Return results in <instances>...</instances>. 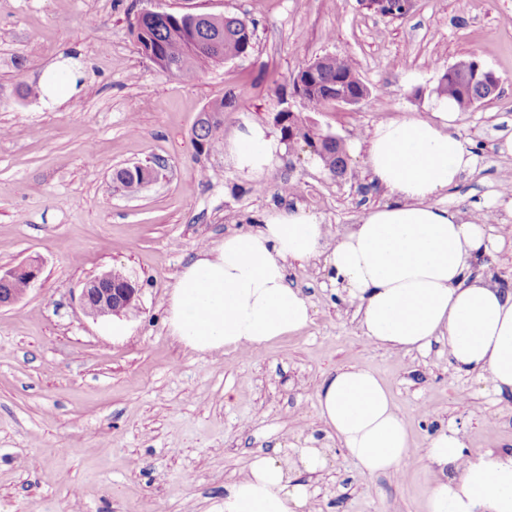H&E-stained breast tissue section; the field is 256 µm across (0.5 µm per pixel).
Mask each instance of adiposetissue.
I'll return each mask as SVG.
<instances>
[{
    "label": "adipose tissue",
    "instance_id": "adipose-tissue-1",
    "mask_svg": "<svg viewBox=\"0 0 512 512\" xmlns=\"http://www.w3.org/2000/svg\"><path fill=\"white\" fill-rule=\"evenodd\" d=\"M431 110V118L392 120L368 132L369 172L389 199L336 242H329L319 217L298 208L200 248L168 295L170 336L199 354L249 353L300 331L312 311L289 286L287 265L319 258L370 344L400 353L447 341L457 373L512 395V289L468 279L471 260L495 243L484 223L441 200L478 158L452 131L461 115L457 103L436 97ZM225 151L252 179L271 168L278 144L252 125L229 139ZM317 403L325 433L362 474H400L414 458L390 390L369 369L347 365L328 373ZM425 459L432 480L422 512H512V450L468 449L447 424L430 435ZM325 467L311 435L293 457L255 456L225 484L222 512H315L299 476Z\"/></svg>",
    "mask_w": 512,
    "mask_h": 512
}]
</instances>
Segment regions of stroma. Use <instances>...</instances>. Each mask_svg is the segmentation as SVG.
Instances as JSON below:
<instances>
[{"label":"stroma","instance_id":"stroma-1","mask_svg":"<svg viewBox=\"0 0 512 512\" xmlns=\"http://www.w3.org/2000/svg\"><path fill=\"white\" fill-rule=\"evenodd\" d=\"M237 15L254 23L243 57L184 78L142 55L137 13ZM348 57L369 96L307 111L290 94L297 71L325 55ZM472 58L497 92L453 128L479 157L444 202L512 238V214L494 200L512 181V0H412L399 18L358 0H0V269L32 257L41 273L0 309V512H220L224 485L255 456L300 447L321 432L316 392L349 364L390 389L414 443L401 475L361 473L337 440L311 480L317 512H421L424 453L439 425L469 448L512 449V398L457 374L448 344L395 354L370 345L322 263L291 265L287 280L312 320L252 353L197 354L165 325L168 292L207 243L303 208L339 236L386 202L366 164L367 131L429 117L444 70ZM226 98L224 138L258 124L278 138L273 166L242 177L222 150L198 151L194 125ZM284 109L350 155L333 177L311 148L280 140ZM159 163L136 194L115 171ZM297 184L293 195L279 186ZM119 270L139 290L130 333L100 336L80 306L89 278ZM473 280L512 288V247L471 263Z\"/></svg>","mask_w":512,"mask_h":512}]
</instances>
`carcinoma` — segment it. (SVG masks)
Segmentation results:
<instances>
[{
  "label": "carcinoma",
  "instance_id": "obj_1",
  "mask_svg": "<svg viewBox=\"0 0 512 512\" xmlns=\"http://www.w3.org/2000/svg\"><path fill=\"white\" fill-rule=\"evenodd\" d=\"M133 33L142 54L162 72L173 77H186L197 69L221 64L239 58L252 48V30L246 19L238 16L187 15L173 13H148L135 17ZM354 75L353 65L346 57L330 55L319 68L318 81L311 82L304 74H296L293 93L304 105L319 112L330 105L326 88L336 79ZM438 96L454 99L463 111H471L482 97L476 85H466L443 73L435 89ZM214 116L197 122L194 130L198 148L211 150L219 140L224 112V100L209 107ZM274 122L280 127L282 137L292 143L303 139L315 141L317 151L330 153L331 165H336L333 153L336 147L318 137L313 129L300 124L288 111L277 113Z\"/></svg>",
  "mask_w": 512,
  "mask_h": 512
}]
</instances>
